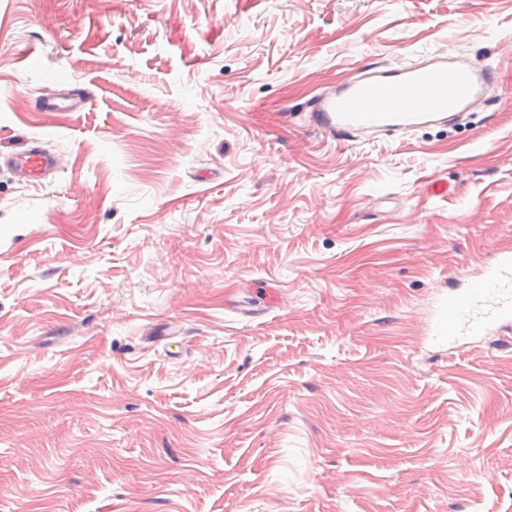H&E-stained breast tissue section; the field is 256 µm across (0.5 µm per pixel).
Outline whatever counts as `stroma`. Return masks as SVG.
<instances>
[{
	"mask_svg": "<svg viewBox=\"0 0 512 512\" xmlns=\"http://www.w3.org/2000/svg\"><path fill=\"white\" fill-rule=\"evenodd\" d=\"M445 49L494 122L299 109ZM33 140L66 169L0 166V512H512V349L427 331L512 247V0H0V159ZM90 86H81L66 93L52 91L43 93L35 100L39 112H81L95 97Z\"/></svg>",
	"mask_w": 512,
	"mask_h": 512,
	"instance_id": "35a3bbf8",
	"label": "stroma"
}]
</instances>
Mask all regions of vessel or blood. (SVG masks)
I'll return each mask as SVG.
<instances>
[{
	"label": "vessel or blood",
	"instance_id": "b4317fda",
	"mask_svg": "<svg viewBox=\"0 0 512 512\" xmlns=\"http://www.w3.org/2000/svg\"><path fill=\"white\" fill-rule=\"evenodd\" d=\"M499 81L494 67L478 68L466 59L432 53L419 63H374L348 79L324 87L307 99L310 125L327 140L345 143L381 135L407 136L422 128L450 127L474 109L492 105ZM92 87L52 91L36 100L41 112H79L94 98ZM16 181L52 182L64 168L62 158L33 141L5 159ZM433 339L512 333V250H500L465 288L440 296L430 325Z\"/></svg>",
	"mask_w": 512,
	"mask_h": 512
}]
</instances>
